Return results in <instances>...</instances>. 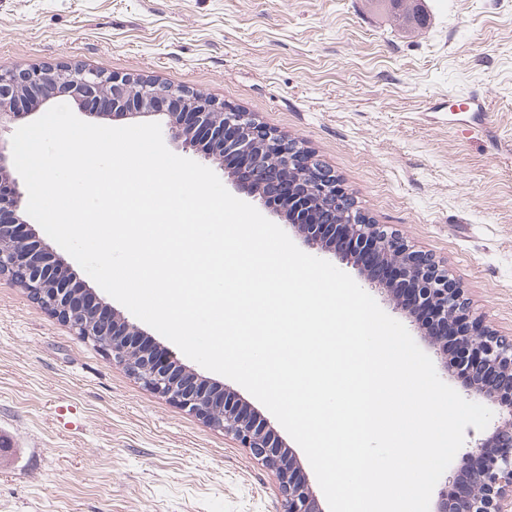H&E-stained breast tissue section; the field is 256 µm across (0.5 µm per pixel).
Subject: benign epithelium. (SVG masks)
<instances>
[{"instance_id":"7a95c632","label":"benign epithelium","mask_w":512,"mask_h":512,"mask_svg":"<svg viewBox=\"0 0 512 512\" xmlns=\"http://www.w3.org/2000/svg\"><path fill=\"white\" fill-rule=\"evenodd\" d=\"M70 96L79 109L96 105L94 115L136 119L165 116L164 130L171 138L229 168L261 198L275 195L276 211L306 234L309 244L322 251L356 259L363 254L387 266L393 280H367L397 295L411 291L415 307L432 313L435 325L459 327V352L448 358V372L461 379L470 396L506 408L489 439L500 451L485 454L487 440L466 453L482 458L471 485L459 493L448 484L436 512H512V338L482 331L471 320L462 288L428 255L409 248L397 234L368 224L350 204L336 177L313 162L296 144L264 129L247 113L218 104L185 88L161 86L148 80L106 75L88 66L55 71L33 68L0 70V130L23 120L47 105L59 93ZM12 146L0 138V278L27 289L44 310L76 335L95 344L113 362L125 366L154 393L209 425L230 432L255 458L274 470L284 495V512H322L310 492L301 467L282 448L276 432L257 413L245 411L235 395L218 394L197 373L175 361L169 352L139 343L144 332L103 299L73 288L69 269L31 231L23 206L24 195L11 177Z\"/></svg>"}]
</instances>
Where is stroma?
<instances>
[{
  "mask_svg": "<svg viewBox=\"0 0 512 512\" xmlns=\"http://www.w3.org/2000/svg\"><path fill=\"white\" fill-rule=\"evenodd\" d=\"M0 0V69L80 63L199 92L312 154L512 335V0ZM484 94L492 124L454 105ZM226 189L286 222L211 159ZM400 321L454 389L444 350ZM0 512H283L278 477L0 279Z\"/></svg>",
  "mask_w": 512,
  "mask_h": 512,
  "instance_id": "35a3bbf8",
  "label": "stroma"
}]
</instances>
